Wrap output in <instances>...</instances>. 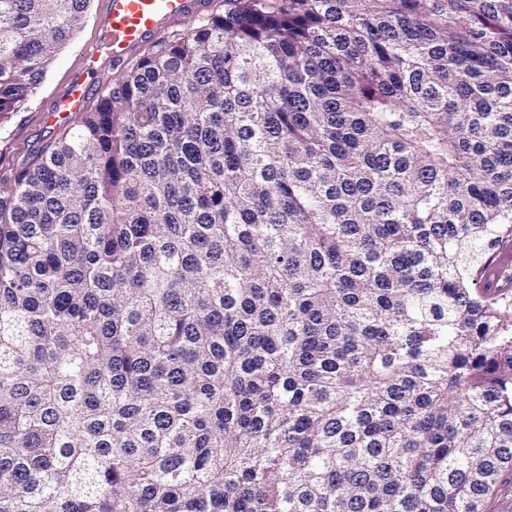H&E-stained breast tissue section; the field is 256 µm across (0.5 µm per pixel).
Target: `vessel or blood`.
Wrapping results in <instances>:
<instances>
[{
    "label": "vessel or blood",
    "mask_w": 512,
    "mask_h": 512,
    "mask_svg": "<svg viewBox=\"0 0 512 512\" xmlns=\"http://www.w3.org/2000/svg\"><path fill=\"white\" fill-rule=\"evenodd\" d=\"M104 21L83 58V77L56 98L54 114L66 118L80 111L88 97L89 77L104 63L119 64L171 21L204 13L208 0H104Z\"/></svg>",
    "instance_id": "1"
}]
</instances>
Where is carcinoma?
<instances>
[{
	"label": "carcinoma",
	"instance_id": "1",
	"mask_svg": "<svg viewBox=\"0 0 512 512\" xmlns=\"http://www.w3.org/2000/svg\"><path fill=\"white\" fill-rule=\"evenodd\" d=\"M91 0H0V122ZM0 180V512H485L512 471V0H224Z\"/></svg>",
	"mask_w": 512,
	"mask_h": 512
}]
</instances>
